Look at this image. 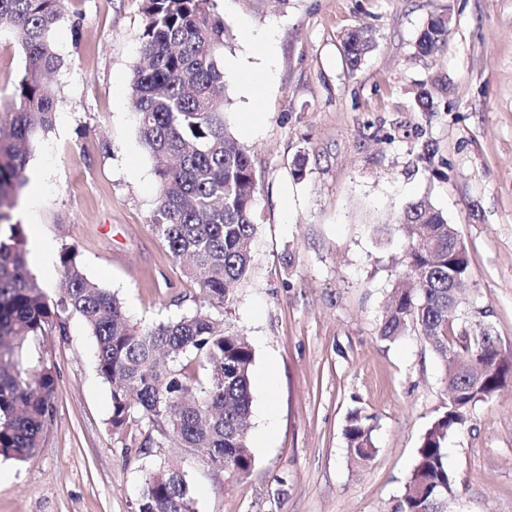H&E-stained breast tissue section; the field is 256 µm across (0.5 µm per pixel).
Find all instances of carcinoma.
Here are the masks:
<instances>
[{"mask_svg": "<svg viewBox=\"0 0 512 512\" xmlns=\"http://www.w3.org/2000/svg\"><path fill=\"white\" fill-rule=\"evenodd\" d=\"M142 2L143 64L134 70L131 93L139 139L158 179L150 227L174 258L186 261L207 297L227 302L233 285L251 274L258 224L251 157L224 120V21L212 0ZM62 18L60 0H0V30L26 56L13 111L0 113V457L25 460L40 447L56 380L45 362L33 364L27 355L47 337L67 335V319L77 314L95 338L96 371L111 388L112 429L140 423L149 431L146 441L157 436L178 449L145 471L137 512H196L181 456L217 472L245 476L252 469V345L203 306L148 327L132 321L114 293L86 276L72 248L60 255L63 291L48 297L28 267L23 227L12 222L33 147L54 120L47 77L59 66L51 32ZM447 39L448 21L431 19L417 54H436ZM373 47L365 30L343 41L353 69ZM398 228L408 245L379 335L395 341L414 329L425 337L445 363L448 408L425 432L396 512H447L456 478L445 443L477 403L505 385L512 352L471 328L465 315L448 314V274L463 289L470 268L468 253L455 247V225L422 199L407 206ZM344 438L358 460L377 451L373 426L356 411Z\"/></svg>", "mask_w": 512, "mask_h": 512, "instance_id": "1", "label": "carcinoma"}]
</instances>
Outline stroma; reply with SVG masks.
<instances>
[{
  "mask_svg": "<svg viewBox=\"0 0 512 512\" xmlns=\"http://www.w3.org/2000/svg\"><path fill=\"white\" fill-rule=\"evenodd\" d=\"M61 10L51 36L56 117L12 214L45 242L43 258L28 260L33 274L56 295L59 257L72 246L134 321L203 305L248 338L254 376L269 379L251 389L253 467L241 477L186 458L197 512H395L448 393L422 336H379L407 241L394 230L378 242L373 228L430 201L470 257L465 314L512 350V0H214L230 33L224 58L238 64L224 75L226 120L258 183L252 272L226 303L186 277L149 224L157 177L130 89L141 0H61ZM433 16L447 17V44L416 58ZM361 26L375 47L353 69L341 42ZM247 28L271 36L272 61ZM265 65L268 81L250 89ZM24 67L21 47L0 32V113L12 110ZM422 88L432 111L416 105ZM67 331L40 351L57 390L36 455L0 458V512H136L142 475L164 451H140V427L113 431L94 339L76 315ZM356 410L377 448L364 466L348 458L343 435ZM446 448L451 512H512V383L477 403Z\"/></svg>",
  "mask_w": 512,
  "mask_h": 512,
  "instance_id": "35a3bbf8",
  "label": "stroma"
}]
</instances>
